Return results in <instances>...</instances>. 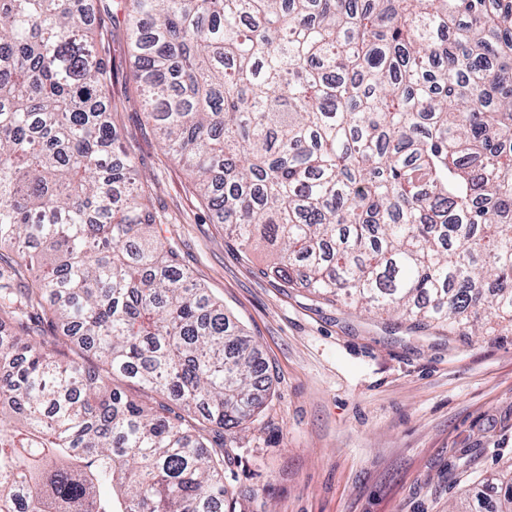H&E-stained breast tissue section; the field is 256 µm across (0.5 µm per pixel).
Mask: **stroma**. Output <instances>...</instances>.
Listing matches in <instances>:
<instances>
[{"instance_id": "obj_1", "label": "stroma", "mask_w": 512, "mask_h": 512, "mask_svg": "<svg viewBox=\"0 0 512 512\" xmlns=\"http://www.w3.org/2000/svg\"><path fill=\"white\" fill-rule=\"evenodd\" d=\"M106 46L133 63L119 17L93 0ZM112 118L151 210L169 213L182 269L243 325L267 367L255 415L224 445L235 512H451L487 472L512 467V334L414 332L385 314L324 305L265 275L266 244L242 252L153 133L134 81Z\"/></svg>"}]
</instances>
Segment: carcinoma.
<instances>
[{
  "instance_id": "1",
  "label": "carcinoma",
  "mask_w": 512,
  "mask_h": 512,
  "mask_svg": "<svg viewBox=\"0 0 512 512\" xmlns=\"http://www.w3.org/2000/svg\"><path fill=\"white\" fill-rule=\"evenodd\" d=\"M125 27L149 122L266 274L512 331V0H131ZM100 35L84 0H0V512H228L207 429L254 415L264 367L114 156ZM483 484L463 512H512V471Z\"/></svg>"
}]
</instances>
